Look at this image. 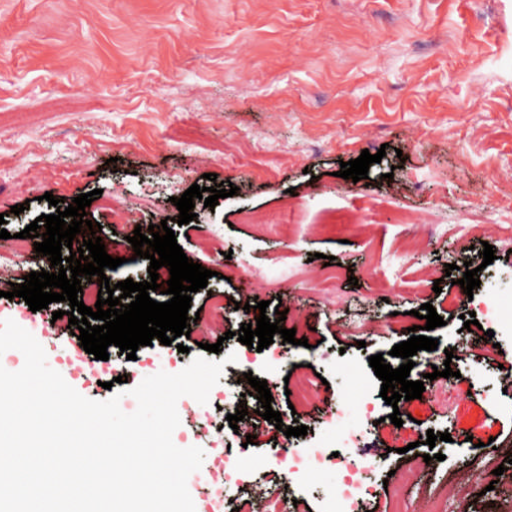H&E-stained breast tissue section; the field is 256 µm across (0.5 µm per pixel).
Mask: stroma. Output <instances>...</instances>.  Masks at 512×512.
<instances>
[{"instance_id":"obj_1","label":"stroma","mask_w":512,"mask_h":512,"mask_svg":"<svg viewBox=\"0 0 512 512\" xmlns=\"http://www.w3.org/2000/svg\"><path fill=\"white\" fill-rule=\"evenodd\" d=\"M224 102L229 110L218 111ZM365 149L386 155L367 180L340 178L341 162ZM0 166L10 171L0 179L10 237L52 214L48 192L69 202L101 190L86 213L108 240L133 235L135 225L114 226L102 199L119 195L144 226L175 212L173 198L192 184L207 186V174L237 186L214 209L196 201L194 220L173 227L186 256L212 272L192 295L201 329L189 352L156 342L124 363L134 387L181 371L219 336L222 354L236 356L214 388L218 401L177 403L175 445L205 453L188 479L195 512L213 503L208 474L227 447L241 481L224 501L271 493L321 512L341 472L295 478L274 454L332 442L327 420L335 412L381 452L367 512H512V496L503 494L512 487V383L502 384L497 370L512 362V241L498 230L512 225V194L495 188L512 176V0H0ZM20 204L24 212L12 213ZM246 210L283 214L295 233L286 241L257 235L240 221ZM404 211L430 224H485V241L474 246L481 284L469 309L482 313L493 298L500 339L452 358L447 403L424 402L419 421L404 420L399 432L368 359L383 353L397 365L390 351L418 325L415 310L438 302L433 293H407V281L417 268L440 270L458 258L453 234L414 257L396 253ZM341 213L366 217L364 234L344 241L311 233ZM10 237L0 239V273L17 262L27 273L49 268L33 252L15 258ZM207 237L231 251L246 276L223 279V264L202 249ZM487 244L496 254L489 265L481 255ZM375 253L384 257L376 275L397 283L387 296L365 274ZM327 256L356 284L320 287L315 277ZM298 268L309 280H285ZM244 290L267 302L270 317L281 300L295 315L283 328H295L307 346L241 344L235 304ZM213 291L224 294L223 314L211 309ZM26 329L80 394L111 397L112 373L90 385L73 372L67 319ZM297 364L313 377L315 408L288 406L285 378ZM247 372L267 382L272 409L306 426V436L269 431L247 447L232 439L227 416ZM480 424L491 426L494 443L470 442ZM431 430L449 432L450 441L426 446ZM432 451L441 460L425 461Z\"/></svg>"}]
</instances>
